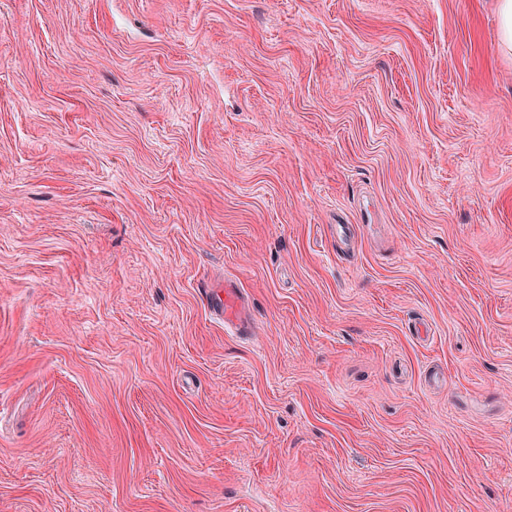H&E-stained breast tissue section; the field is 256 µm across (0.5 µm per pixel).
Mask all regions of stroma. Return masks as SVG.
Returning a JSON list of instances; mask_svg holds the SVG:
<instances>
[{
    "instance_id": "35a3bbf8",
    "label": "stroma",
    "mask_w": 512,
    "mask_h": 512,
    "mask_svg": "<svg viewBox=\"0 0 512 512\" xmlns=\"http://www.w3.org/2000/svg\"><path fill=\"white\" fill-rule=\"evenodd\" d=\"M0 512H512L497 0H0ZM224 323L233 326L241 333L250 329V309L239 284L233 280H224V290L218 291L215 304Z\"/></svg>"
}]
</instances>
